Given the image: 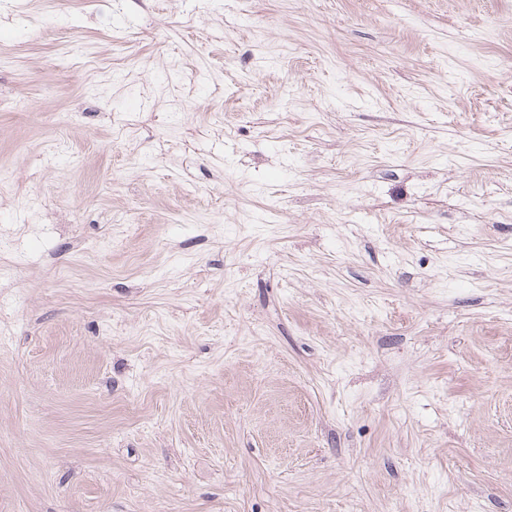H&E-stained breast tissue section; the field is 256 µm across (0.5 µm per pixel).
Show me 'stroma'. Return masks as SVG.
<instances>
[{"label":"stroma","instance_id":"1","mask_svg":"<svg viewBox=\"0 0 512 512\" xmlns=\"http://www.w3.org/2000/svg\"><path fill=\"white\" fill-rule=\"evenodd\" d=\"M0 512H512V0H0Z\"/></svg>","mask_w":512,"mask_h":512}]
</instances>
